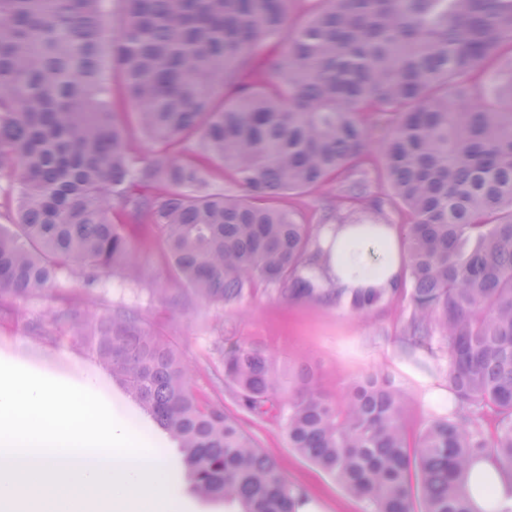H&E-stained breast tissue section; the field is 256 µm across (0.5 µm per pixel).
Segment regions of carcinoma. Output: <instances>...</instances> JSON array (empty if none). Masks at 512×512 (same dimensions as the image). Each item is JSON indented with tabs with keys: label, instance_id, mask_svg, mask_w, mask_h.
Instances as JSON below:
<instances>
[{
	"label": "carcinoma",
	"instance_id": "carcinoma-1",
	"mask_svg": "<svg viewBox=\"0 0 512 512\" xmlns=\"http://www.w3.org/2000/svg\"><path fill=\"white\" fill-rule=\"evenodd\" d=\"M122 2L115 19L112 0H0V176L19 188L15 221L0 224V307L52 297L65 269L88 287L104 271L136 283L133 242L154 240L202 301L237 304L264 284L366 314L394 293L323 287L319 232L277 205L332 181L339 224L411 218L405 333L430 354L447 346L458 410L412 441L390 379L366 376L337 400L241 344L224 353V382L244 410L281 416L290 447L372 512H477V460L512 470V69L497 66L512 54V0H320L304 22L293 0ZM484 83L495 97L475 94ZM117 105L157 145L149 158L131 157ZM228 166L245 195L210 190L208 171ZM379 167L385 202L370 191ZM45 316L178 443L198 496L302 512L306 493L195 392L136 311ZM471 409L495 417L491 436L458 414Z\"/></svg>",
	"mask_w": 512,
	"mask_h": 512
}]
</instances>
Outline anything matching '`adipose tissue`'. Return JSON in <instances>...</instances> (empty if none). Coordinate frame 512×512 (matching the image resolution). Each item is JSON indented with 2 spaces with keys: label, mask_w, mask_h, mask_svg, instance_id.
Here are the masks:
<instances>
[{
  "label": "adipose tissue",
  "mask_w": 512,
  "mask_h": 512,
  "mask_svg": "<svg viewBox=\"0 0 512 512\" xmlns=\"http://www.w3.org/2000/svg\"><path fill=\"white\" fill-rule=\"evenodd\" d=\"M400 236L390 224H331L321 237L324 256L319 277L343 295L387 293L402 278L404 258ZM486 489H473L476 507L483 512H512V472L485 460L480 464Z\"/></svg>",
  "instance_id": "1"
}]
</instances>
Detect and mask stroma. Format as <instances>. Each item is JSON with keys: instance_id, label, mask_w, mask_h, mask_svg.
<instances>
[{"instance_id": "35a3bbf8", "label": "stroma", "mask_w": 512, "mask_h": 512, "mask_svg": "<svg viewBox=\"0 0 512 512\" xmlns=\"http://www.w3.org/2000/svg\"><path fill=\"white\" fill-rule=\"evenodd\" d=\"M333 193L332 187H317L283 195L279 204L294 211L303 223L329 224ZM134 252L142 270L139 283L106 272L90 290L78 275L64 273L55 285L57 295L75 298L79 310L136 309L148 330L173 343L189 369L194 389L238 418L260 448L279 463L289 483L305 491L312 512H370V506L290 448L279 420H258L241 412L224 386L227 343L258 349L289 374L310 373L321 389L338 398L366 374L386 376L403 394L405 419L414 435L433 416L447 415L454 404L448 391L445 346L435 344L433 354H421L416 360L408 354L410 345L403 331L408 314L405 296L357 315L335 303L284 298L273 287L260 284L238 305H211L195 300L167 275L164 259L153 245L135 242ZM47 305V300L31 299L0 310V361L94 392L119 424L136 427L153 439L173 469L168 494L179 501L181 512H233L223 501L203 500L192 493L176 443L83 347L62 341V328L42 320Z\"/></svg>"}]
</instances>
